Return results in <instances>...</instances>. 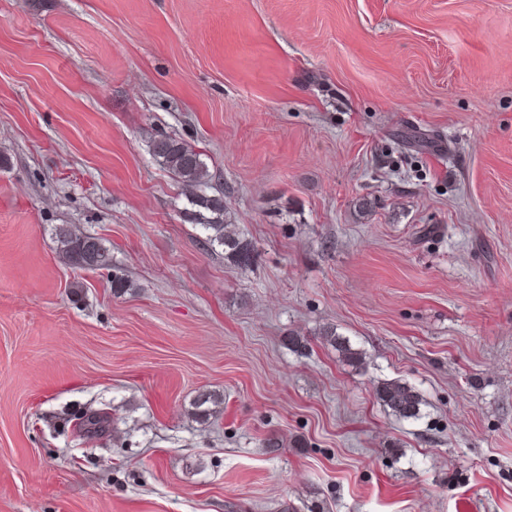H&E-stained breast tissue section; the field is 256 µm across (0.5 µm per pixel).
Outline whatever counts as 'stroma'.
<instances>
[{
  "instance_id": "1",
  "label": "stroma",
  "mask_w": 512,
  "mask_h": 512,
  "mask_svg": "<svg viewBox=\"0 0 512 512\" xmlns=\"http://www.w3.org/2000/svg\"><path fill=\"white\" fill-rule=\"evenodd\" d=\"M0 157V512H512V0H0ZM149 152L183 184L198 188L189 204L195 209L191 213L193 223L205 234L206 247L212 251L221 248L238 266L248 267L253 249L250 243L240 239L237 224L224 218V194L210 195L203 189L208 186L211 175L202 153L182 138L167 134L153 137ZM54 231L59 251L70 266L88 271L111 269L112 252L99 238L76 234L64 224ZM320 336L323 342L339 353L343 361L355 366L365 365V354L358 349H354L349 340L337 335L334 328L323 329ZM377 398L396 416L403 419H420L425 400L412 385L400 380L382 382L375 389Z\"/></svg>"
}]
</instances>
